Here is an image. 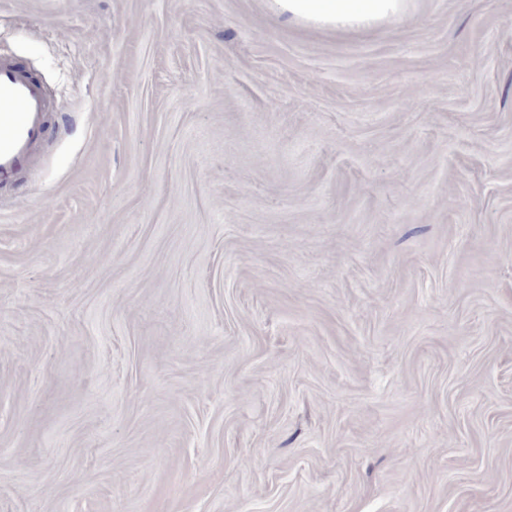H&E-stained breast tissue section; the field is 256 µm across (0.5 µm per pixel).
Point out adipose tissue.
<instances>
[{
    "label": "adipose tissue",
    "mask_w": 512,
    "mask_h": 512,
    "mask_svg": "<svg viewBox=\"0 0 512 512\" xmlns=\"http://www.w3.org/2000/svg\"><path fill=\"white\" fill-rule=\"evenodd\" d=\"M273 9L321 28H360L399 15L403 0H271Z\"/></svg>",
    "instance_id": "adipose-tissue-1"
}]
</instances>
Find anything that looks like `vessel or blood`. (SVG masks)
Returning a JSON list of instances; mask_svg holds the SVG:
<instances>
[{"instance_id":"1","label":"vessel or blood","mask_w":512,"mask_h":512,"mask_svg":"<svg viewBox=\"0 0 512 512\" xmlns=\"http://www.w3.org/2000/svg\"><path fill=\"white\" fill-rule=\"evenodd\" d=\"M55 112L53 96L27 64L0 56V188L33 170Z\"/></svg>"}]
</instances>
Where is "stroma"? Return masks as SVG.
<instances>
[{"mask_svg": "<svg viewBox=\"0 0 512 512\" xmlns=\"http://www.w3.org/2000/svg\"><path fill=\"white\" fill-rule=\"evenodd\" d=\"M58 130L0 190V512H512V0H0ZM403 0H271L273 9L321 28H360L395 17Z\"/></svg>", "mask_w": 512, "mask_h": 512, "instance_id": "1", "label": "stroma"}]
</instances>
